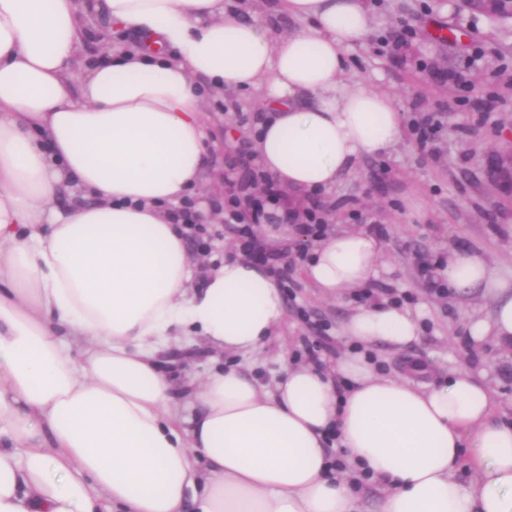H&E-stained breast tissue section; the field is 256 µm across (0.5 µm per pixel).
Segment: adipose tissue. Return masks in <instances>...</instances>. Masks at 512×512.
<instances>
[{
    "label": "adipose tissue",
    "instance_id": "obj_1",
    "mask_svg": "<svg viewBox=\"0 0 512 512\" xmlns=\"http://www.w3.org/2000/svg\"><path fill=\"white\" fill-rule=\"evenodd\" d=\"M94 8L158 48L116 50L75 96L76 0H0V512H356L363 480L384 486L380 512H512V420L486 385L457 371L418 385L369 358L418 337L410 310H359L352 350L270 386L238 365L183 387L159 369L181 336L254 355L285 313L266 268L240 255L199 272L169 218L205 187V93L257 92L254 151L293 193L332 189L401 139L392 94L342 82L369 32L363 0H279L302 24L281 37L237 0ZM73 188L81 201L57 209ZM379 252L367 232L335 233L308 274L336 298L377 277ZM437 275L493 300L473 336L512 343V285L483 256L450 251ZM465 460L477 485L455 478Z\"/></svg>",
    "mask_w": 512,
    "mask_h": 512
}]
</instances>
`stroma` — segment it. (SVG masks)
Wrapping results in <instances>:
<instances>
[{
	"instance_id": "stroma-1",
	"label": "stroma",
	"mask_w": 512,
	"mask_h": 512,
	"mask_svg": "<svg viewBox=\"0 0 512 512\" xmlns=\"http://www.w3.org/2000/svg\"><path fill=\"white\" fill-rule=\"evenodd\" d=\"M370 31L364 46L350 50L346 86L363 82L395 90L403 136L385 154L359 158L352 174L322 193L326 229L365 230L381 244L380 274L371 279L372 301L352 290L342 299L321 297L305 276L290 268L292 294L277 337L256 355L254 374L269 384L287 363L306 360V347L325 339L318 360L335 361L349 344L342 326L366 304L400 298L420 316V336L403 348L384 344L369 354L379 371L396 375L404 360L429 364L433 374L450 370L480 377L497 414L512 418V345L496 337L474 339L469 325L489 320L491 308L478 295L462 302L431 292L421 269L437 265L450 250L482 253L497 274L512 282V20L494 21L450 0H365ZM132 30L110 31L91 14L78 51V66L65 75L80 87L83 67L106 59L108 49L134 46ZM262 111L254 94L228 91L206 95L204 120L209 152L204 178L210 197L223 198L227 163L249 151ZM437 120L427 142L418 122ZM173 382L206 376L209 369L237 364V357L206 345L202 337L181 338L158 353Z\"/></svg>"
}]
</instances>
